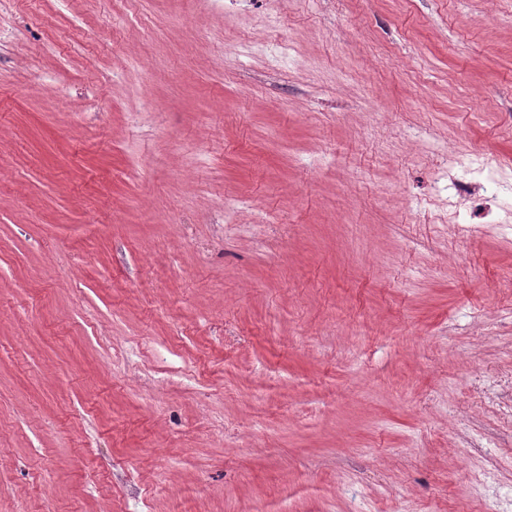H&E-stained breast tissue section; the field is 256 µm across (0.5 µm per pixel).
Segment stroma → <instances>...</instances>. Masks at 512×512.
I'll use <instances>...</instances> for the list:
<instances>
[{"label": "stroma", "instance_id": "obj_1", "mask_svg": "<svg viewBox=\"0 0 512 512\" xmlns=\"http://www.w3.org/2000/svg\"><path fill=\"white\" fill-rule=\"evenodd\" d=\"M441 138L512 166V0H0V512H512Z\"/></svg>", "mask_w": 512, "mask_h": 512}]
</instances>
